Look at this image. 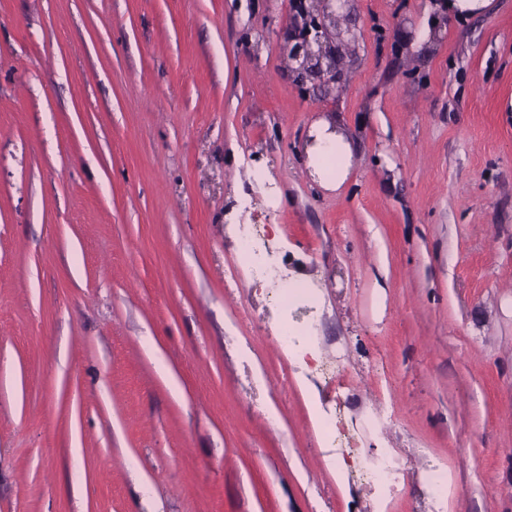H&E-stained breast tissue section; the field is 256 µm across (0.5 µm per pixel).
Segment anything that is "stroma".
<instances>
[{
	"label": "stroma",
	"mask_w": 512,
	"mask_h": 512,
	"mask_svg": "<svg viewBox=\"0 0 512 512\" xmlns=\"http://www.w3.org/2000/svg\"><path fill=\"white\" fill-rule=\"evenodd\" d=\"M442 4L353 0L348 81L305 91L289 0H0V512H376L380 448L389 512H432V465L446 512H512V0ZM240 223L339 382L227 287ZM345 152V146L336 138V140L332 139L326 133H321L319 135V144H318V154L321 158H336L337 165L336 169H332L330 171V176L334 180L336 179V183L341 180L342 177V167L340 164V159ZM403 469L390 448H381V452L372 457L360 474L366 483L380 492L379 512H386L391 494L400 483Z\"/></svg>",
	"instance_id": "1"
}]
</instances>
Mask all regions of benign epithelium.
<instances>
[{
	"instance_id": "1",
	"label": "benign epithelium",
	"mask_w": 512,
	"mask_h": 512,
	"mask_svg": "<svg viewBox=\"0 0 512 512\" xmlns=\"http://www.w3.org/2000/svg\"><path fill=\"white\" fill-rule=\"evenodd\" d=\"M350 12L351 0L299 2L294 34L287 41L290 73L297 86H343L346 73L338 54L357 39L356 29L345 24Z\"/></svg>"
}]
</instances>
